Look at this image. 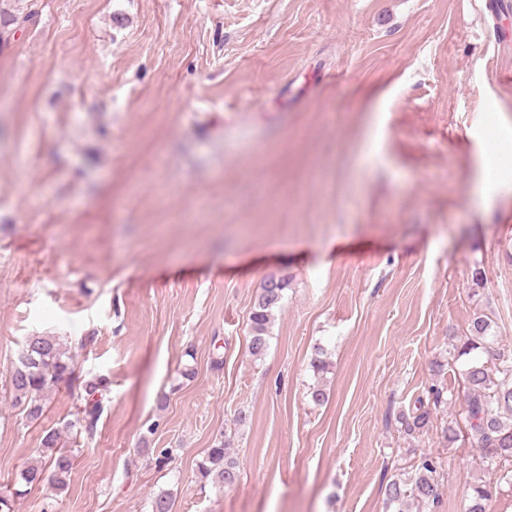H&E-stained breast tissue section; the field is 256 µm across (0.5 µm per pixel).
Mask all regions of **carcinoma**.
Returning <instances> with one entry per match:
<instances>
[{
	"label": "carcinoma",
	"mask_w": 512,
	"mask_h": 512,
	"mask_svg": "<svg viewBox=\"0 0 512 512\" xmlns=\"http://www.w3.org/2000/svg\"><path fill=\"white\" fill-rule=\"evenodd\" d=\"M288 278L268 277L250 312L249 352L256 358L268 349L269 326L274 310L281 306ZM490 321L483 316L472 319L469 336L458 351L462 357L477 349H490L496 337L489 334ZM467 387L465 418L469 437L487 458L512 461V353L498 351L494 361H465L461 370ZM76 380L75 356L57 336L35 332L25 337L10 372L12 404L31 421H38L45 412L49 395L62 383ZM103 412L100 399L91 400L81 409L76 419L60 427L44 431L38 457L18 473L15 487L0 491V512H11V501L22 494L20 487L31 488L48 484L58 494L65 492L74 467V456L65 448L62 436L70 431L93 436ZM438 462L423 455L409 480L395 479L386 487L387 501L397 506V512H406V504L415 502L423 509H434L439 494L435 483ZM199 473L205 480L220 487H232L238 481L236 461L227 456L224 440L220 439L207 450L199 464ZM490 489L479 479L468 484L466 512H488ZM151 512H173L170 493L161 491L149 503Z\"/></svg>",
	"instance_id": "cac0c4a2"
}]
</instances>
